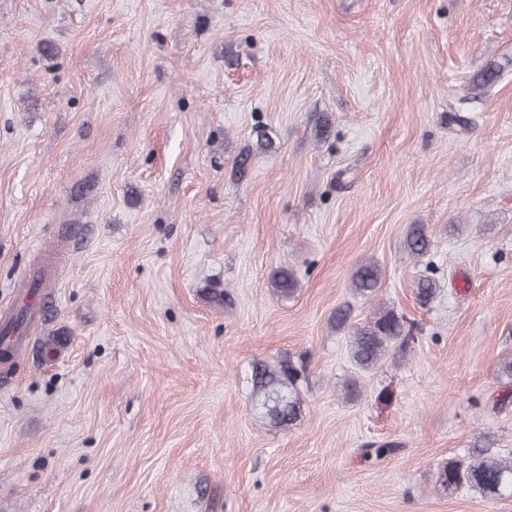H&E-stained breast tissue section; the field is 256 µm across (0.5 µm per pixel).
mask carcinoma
<instances>
[{
	"mask_svg": "<svg viewBox=\"0 0 512 512\" xmlns=\"http://www.w3.org/2000/svg\"><path fill=\"white\" fill-rule=\"evenodd\" d=\"M500 68L489 66L474 81V88L484 91L499 77ZM405 244L413 255H422L429 249L430 241L423 224H411L406 231ZM381 270L373 262L359 264L351 275L352 292L367 299L377 291ZM274 290L282 297L294 295L298 281L285 267L279 268L272 278ZM417 297L423 303L433 300L437 294L434 277L424 276L417 283ZM31 308L24 305L13 320L0 329V345L11 347L13 338L27 320ZM350 308L339 307L332 315V324L338 330H350L349 353L351 363L358 372L369 373L377 369L396 343H409L415 339L418 327L392 309L379 312L374 320L363 325L350 324ZM306 371L305 363H288L275 372L255 368L253 393L257 406L277 425L294 423L300 412L295 398L296 386ZM440 484L452 494L465 487L487 500L512 495V461L503 459L488 448H474L466 460H449L439 472Z\"/></svg>",
	"mask_w": 512,
	"mask_h": 512,
	"instance_id": "obj_1",
	"label": "carcinoma"
}]
</instances>
